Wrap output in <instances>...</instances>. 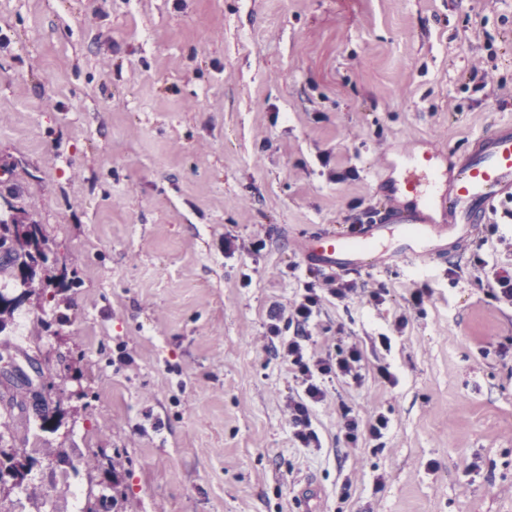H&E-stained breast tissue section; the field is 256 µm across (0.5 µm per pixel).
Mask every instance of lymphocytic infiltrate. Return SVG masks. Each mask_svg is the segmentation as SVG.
Here are the masks:
<instances>
[{
    "label": "lymphocytic infiltrate",
    "mask_w": 512,
    "mask_h": 512,
    "mask_svg": "<svg viewBox=\"0 0 512 512\" xmlns=\"http://www.w3.org/2000/svg\"><path fill=\"white\" fill-rule=\"evenodd\" d=\"M302 288L289 305L269 308L266 330L254 343L291 366L296 386L284 404V417L301 447L318 448L322 442L312 425L311 409L325 404L327 385L334 379L361 380L362 356L353 346L320 354L311 352L308 342L312 327L325 301L349 303L362 290L355 279L313 269L307 270Z\"/></svg>",
    "instance_id": "obj_1"
}]
</instances>
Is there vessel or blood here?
<instances>
[{"instance_id":"b4317fda","label":"vessel or blood","mask_w":512,"mask_h":512,"mask_svg":"<svg viewBox=\"0 0 512 512\" xmlns=\"http://www.w3.org/2000/svg\"><path fill=\"white\" fill-rule=\"evenodd\" d=\"M512 202V121L498 123L437 172L431 156H409L400 180L370 218L343 232L306 237V267L325 272L431 266L476 236L497 204Z\"/></svg>"}]
</instances>
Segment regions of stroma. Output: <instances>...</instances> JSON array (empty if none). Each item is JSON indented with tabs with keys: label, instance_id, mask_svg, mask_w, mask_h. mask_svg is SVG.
I'll return each mask as SVG.
<instances>
[{
	"label": "stroma",
	"instance_id": "obj_1",
	"mask_svg": "<svg viewBox=\"0 0 512 512\" xmlns=\"http://www.w3.org/2000/svg\"><path fill=\"white\" fill-rule=\"evenodd\" d=\"M507 120L512 0H0V211L50 250L0 349L59 408L51 430L0 417L35 460L0 512H512V302L473 262L512 267L511 221L324 303L309 348L356 346L362 380L313 408L321 447L285 421L291 367L250 343L299 295L308 235ZM344 405L388 417L382 445L343 447Z\"/></svg>",
	"mask_w": 512,
	"mask_h": 512
}]
</instances>
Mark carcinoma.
I'll list each match as a JSON object with an SVG mask.
<instances>
[{
  "mask_svg": "<svg viewBox=\"0 0 512 512\" xmlns=\"http://www.w3.org/2000/svg\"><path fill=\"white\" fill-rule=\"evenodd\" d=\"M48 255L41 245L40 230L36 224L22 226L0 220V275L8 279L11 286L22 289L20 296L30 293L31 286L41 274ZM20 306L17 298H8L0 291V334L8 326V319ZM7 381L13 388L9 397V406H21L32 401L37 417L42 424H47L55 417L56 408L42 399L33 388L30 376L24 371L8 375Z\"/></svg>",
  "mask_w": 512,
  "mask_h": 512,
  "instance_id": "carcinoma-1",
  "label": "carcinoma"
}]
</instances>
